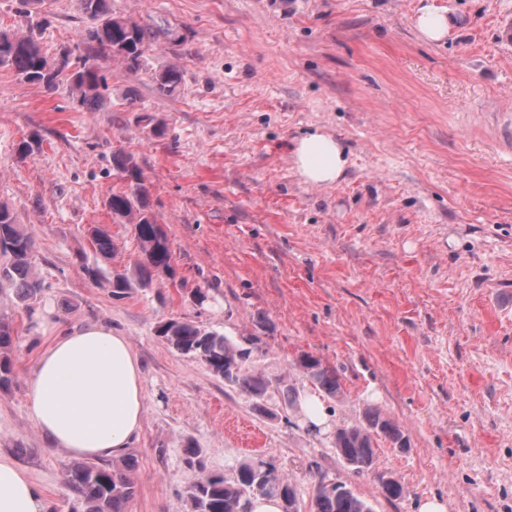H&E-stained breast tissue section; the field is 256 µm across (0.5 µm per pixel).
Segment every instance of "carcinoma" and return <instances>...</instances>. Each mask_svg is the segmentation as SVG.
Wrapping results in <instances>:
<instances>
[{"instance_id": "cac0c4a2", "label": "carcinoma", "mask_w": 512, "mask_h": 512, "mask_svg": "<svg viewBox=\"0 0 512 512\" xmlns=\"http://www.w3.org/2000/svg\"><path fill=\"white\" fill-rule=\"evenodd\" d=\"M83 14L90 20L82 41L86 56L72 59L65 48L55 56L43 52L33 34L0 30V67H6L22 81L42 85L49 91L66 84L77 102L88 111L103 106L109 90L111 71L107 65L118 61L130 71H147L155 93L172 96L182 81L181 71L173 65H150L149 51L163 38L167 42H183L167 21L139 23L112 10L109 0H81ZM113 168L127 182L126 187L108 197L112 219L128 224L139 244L137 259L123 271L106 279L112 297L122 299L136 288H150L154 282L174 276V251L167 233L157 224L149 204L150 189L134 156L122 150L112 156ZM95 251L111 259L118 251L111 234L98 227L88 230ZM33 232L16 222L8 205L0 203V277L16 287L20 302L37 299L42 283L32 268ZM157 336L177 354L204 364L228 386L238 389L253 402L255 410L267 411L271 380L265 374L238 365L251 351L237 340L217 330L207 329L184 318L160 322ZM14 329L9 317L0 315V387L14 377ZM305 376L326 395L341 393L338 373L311 358ZM384 437L394 445L405 446L398 425L379 408L369 406L364 422L340 427L334 448L336 455L356 472H364L374 464L375 437ZM133 458L112 463L77 462L67 468L65 479L78 503L75 512H128L137 493ZM277 497L281 512H298L297 493L292 483L279 470L257 458L244 459L234 475L201 473L184 491L186 512H251L257 496ZM311 512H372L371 506L351 489L323 480L316 485Z\"/></svg>"}]
</instances>
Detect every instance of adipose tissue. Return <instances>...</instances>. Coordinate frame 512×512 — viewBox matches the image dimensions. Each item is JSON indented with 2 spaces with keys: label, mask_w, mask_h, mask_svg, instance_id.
<instances>
[{
  "label": "adipose tissue",
  "mask_w": 512,
  "mask_h": 512,
  "mask_svg": "<svg viewBox=\"0 0 512 512\" xmlns=\"http://www.w3.org/2000/svg\"><path fill=\"white\" fill-rule=\"evenodd\" d=\"M292 166L305 183L328 186L345 173L340 139L311 133L293 141ZM29 416L47 443L70 455L122 456L140 432L143 371L125 336L102 323L63 330L38 355L27 383ZM0 512H45L28 476L0 456Z\"/></svg>",
  "instance_id": "1"
}]
</instances>
